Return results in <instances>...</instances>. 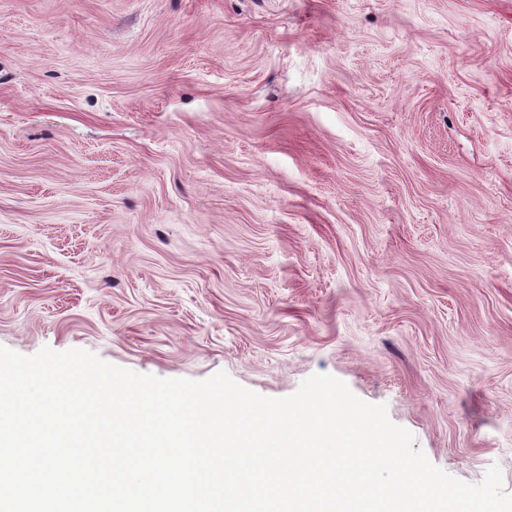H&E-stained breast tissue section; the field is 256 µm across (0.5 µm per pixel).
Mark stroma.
<instances>
[{
	"instance_id": "obj_1",
	"label": "stroma",
	"mask_w": 512,
	"mask_h": 512,
	"mask_svg": "<svg viewBox=\"0 0 512 512\" xmlns=\"http://www.w3.org/2000/svg\"><path fill=\"white\" fill-rule=\"evenodd\" d=\"M0 346L330 374L512 492V0H0Z\"/></svg>"
}]
</instances>
